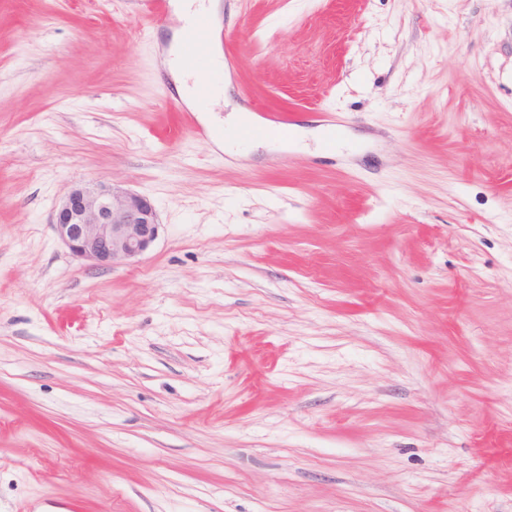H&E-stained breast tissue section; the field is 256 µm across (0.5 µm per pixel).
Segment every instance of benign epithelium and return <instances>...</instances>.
<instances>
[{
    "label": "benign epithelium",
    "instance_id": "benign-epithelium-1",
    "mask_svg": "<svg viewBox=\"0 0 512 512\" xmlns=\"http://www.w3.org/2000/svg\"><path fill=\"white\" fill-rule=\"evenodd\" d=\"M52 226L73 256L96 269L138 261L160 231L147 197L104 182L71 186Z\"/></svg>",
    "mask_w": 512,
    "mask_h": 512
}]
</instances>
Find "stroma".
I'll use <instances>...</instances> for the list:
<instances>
[{
  "instance_id": "35a3bbf8",
  "label": "stroma",
  "mask_w": 512,
  "mask_h": 512,
  "mask_svg": "<svg viewBox=\"0 0 512 512\" xmlns=\"http://www.w3.org/2000/svg\"><path fill=\"white\" fill-rule=\"evenodd\" d=\"M218 4L178 113V16L0 0V512H512V0ZM88 182L154 204L138 262L56 238ZM166 65L175 78L180 95L189 101L194 100V87L196 84L206 80L203 74L195 69L184 67L181 60L180 30L172 37V45ZM213 69H220V59L216 58V61L213 64ZM212 68L211 77L208 81H205L201 85H199L196 89V96L200 102H204L208 99L211 92V83L219 82L224 79V74L226 72V67L223 70L215 71ZM224 97V82L216 84L212 90L210 95L211 99L219 100L221 97Z\"/></svg>"
}]
</instances>
